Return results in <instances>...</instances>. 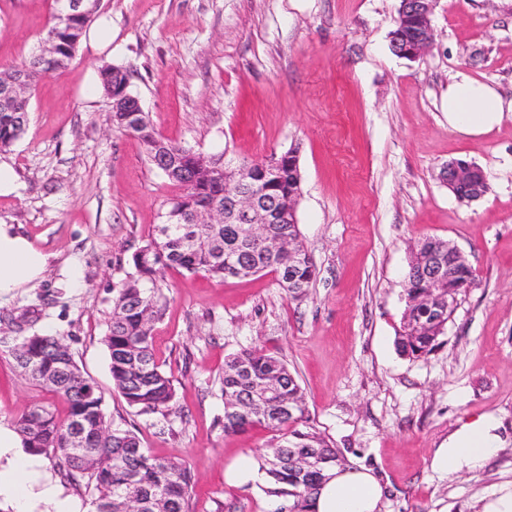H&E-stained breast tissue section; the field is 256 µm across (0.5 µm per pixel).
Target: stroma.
<instances>
[{
    "instance_id": "35a3bbf8",
    "label": "stroma",
    "mask_w": 512,
    "mask_h": 512,
    "mask_svg": "<svg viewBox=\"0 0 512 512\" xmlns=\"http://www.w3.org/2000/svg\"><path fill=\"white\" fill-rule=\"evenodd\" d=\"M52 0H0V69L44 36ZM399 0H100L112 52L81 42L31 94L26 134L6 156L19 183L0 222L50 254L42 280L0 297V336H63L116 425L154 456L188 466L193 512H275L262 483L225 472L273 435L224 432L227 356L259 346L286 362L311 423L384 487L381 512H483L512 485V112L488 135L448 126L456 73L512 99V0H438L429 53L397 56ZM130 68V89L156 131L233 163L298 147L297 213L317 267L295 299L264 271L247 279L165 272L154 348L176 389L175 411L138 413L112 385L103 338L131 256L155 234L175 189L111 105L88 92L99 69ZM462 159L488 191L460 202L441 181ZM448 240L468 259L442 345L411 358L397 347L413 247ZM55 403L0 346V421ZM496 413L505 442L478 473L431 462L464 424Z\"/></svg>"
}]
</instances>
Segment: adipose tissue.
I'll list each match as a JSON object with an SVG mask.
<instances>
[{"label": "adipose tissue", "mask_w": 512, "mask_h": 512, "mask_svg": "<svg viewBox=\"0 0 512 512\" xmlns=\"http://www.w3.org/2000/svg\"><path fill=\"white\" fill-rule=\"evenodd\" d=\"M512 101L498 90L457 74L448 85V125L465 137H480L498 127ZM50 256L35 247L12 224L0 223V296L40 280ZM497 417L488 413L463 425L446 445L437 448L432 465L439 470L477 472L503 443ZM40 456L24 449L17 427L0 422V503L12 512H92L90 506L63 497L52 483L39 479ZM383 487L378 478L361 467H338L320 486L311 512H379Z\"/></svg>", "instance_id": "obj_1"}]
</instances>
